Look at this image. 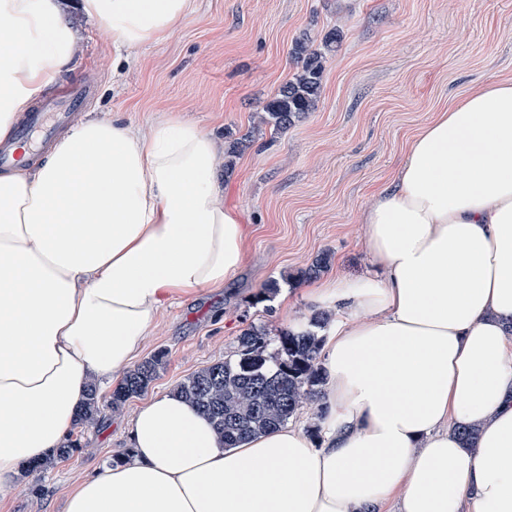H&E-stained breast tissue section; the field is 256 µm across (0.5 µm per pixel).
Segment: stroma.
Here are the masks:
<instances>
[{"mask_svg":"<svg viewBox=\"0 0 512 512\" xmlns=\"http://www.w3.org/2000/svg\"><path fill=\"white\" fill-rule=\"evenodd\" d=\"M83 42L43 92L93 85L76 120L107 117L144 128L181 118L219 148V187L248 228L232 281L166 299L143 351L166 350L146 395L104 410L83 450L0 491V512H65L75 484L129 446V421L147 397L171 392L231 354L249 325L308 322L316 307L296 275L320 253L323 276L377 274L362 214L421 129L482 82L512 80V0H194L164 43L114 57L112 36L77 18ZM338 40L327 54L315 109L272 131L258 114L299 65L296 40ZM249 145L228 157L231 142ZM288 297L253 303L270 282Z\"/></svg>","mask_w":512,"mask_h":512,"instance_id":"35a3bbf8","label":"stroma"}]
</instances>
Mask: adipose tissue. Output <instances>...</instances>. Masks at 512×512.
Masks as SVG:
<instances>
[{
  "label": "adipose tissue",
  "instance_id": "obj_1",
  "mask_svg": "<svg viewBox=\"0 0 512 512\" xmlns=\"http://www.w3.org/2000/svg\"><path fill=\"white\" fill-rule=\"evenodd\" d=\"M192 0H0V142L75 56L78 11L115 53L166 41ZM218 150L178 119L92 118L0 172V490L70 433L86 390L125 372L167 295L218 288L247 229ZM362 220L382 277L331 300L321 443L282 427L225 447L176 394L66 512H512V81L476 85L410 144ZM476 426L473 447L453 432Z\"/></svg>",
  "mask_w": 512,
  "mask_h": 512
}]
</instances>
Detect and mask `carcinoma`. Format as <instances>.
Returning <instances> with one entry per match:
<instances>
[{
    "instance_id": "obj_1",
    "label": "carcinoma",
    "mask_w": 512,
    "mask_h": 512,
    "mask_svg": "<svg viewBox=\"0 0 512 512\" xmlns=\"http://www.w3.org/2000/svg\"><path fill=\"white\" fill-rule=\"evenodd\" d=\"M336 40V33L330 31L320 50L306 40L295 42L292 54L300 60L301 70L264 105L262 124L274 131L284 130L312 111L321 89L324 52L332 50ZM329 263L330 255L322 254L300 270L298 277L315 278ZM330 318L328 312L318 311L306 328L287 327L274 333L264 326L251 325L238 337L230 357L188 376L176 392L210 417L227 447L283 427L303 407L318 406L323 399L324 337L319 330ZM165 361V352L158 351L126 371L107 400L99 395L96 385H90L74 423L78 434L68 435L48 459L27 465L23 473H42L55 461L73 456L81 448V433L99 420L104 408L116 411L129 399L144 394Z\"/></svg>"
}]
</instances>
